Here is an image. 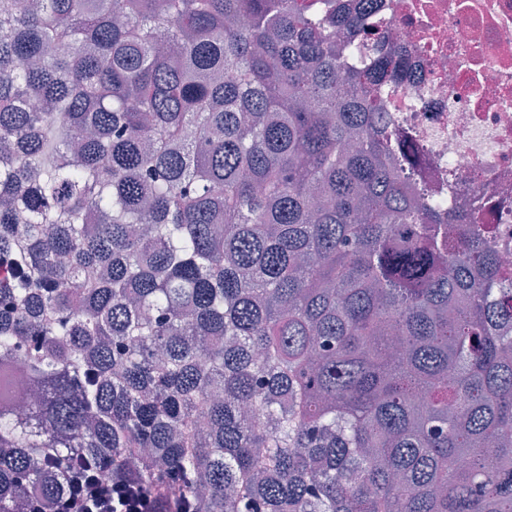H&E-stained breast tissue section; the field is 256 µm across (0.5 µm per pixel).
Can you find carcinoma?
<instances>
[{
    "label": "carcinoma",
    "instance_id": "obj_1",
    "mask_svg": "<svg viewBox=\"0 0 512 512\" xmlns=\"http://www.w3.org/2000/svg\"><path fill=\"white\" fill-rule=\"evenodd\" d=\"M364 2L0 0V512L73 454L193 512H512V271L405 170Z\"/></svg>",
    "mask_w": 512,
    "mask_h": 512
}]
</instances>
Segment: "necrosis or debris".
Masks as SVG:
<instances>
[{
	"instance_id": "1",
	"label": "necrosis or debris",
	"mask_w": 512,
	"mask_h": 512,
	"mask_svg": "<svg viewBox=\"0 0 512 512\" xmlns=\"http://www.w3.org/2000/svg\"><path fill=\"white\" fill-rule=\"evenodd\" d=\"M404 66L385 116L417 138L415 181L489 225L512 268V0H382Z\"/></svg>"
}]
</instances>
